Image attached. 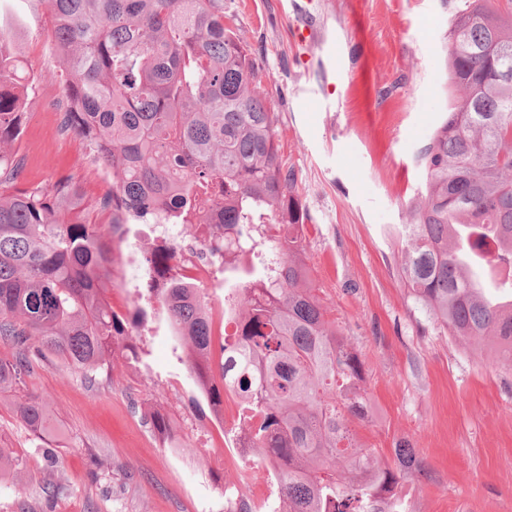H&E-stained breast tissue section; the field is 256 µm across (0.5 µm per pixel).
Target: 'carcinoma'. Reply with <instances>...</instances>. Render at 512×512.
Wrapping results in <instances>:
<instances>
[{"mask_svg":"<svg viewBox=\"0 0 512 512\" xmlns=\"http://www.w3.org/2000/svg\"><path fill=\"white\" fill-rule=\"evenodd\" d=\"M65 65L64 126L112 170L99 209L111 224L198 229L199 253L224 272V392L239 402L235 447L271 469L276 512H400L402 481L424 467L411 442L392 461L359 442L371 417L366 370L326 319L304 259L308 214L284 167L250 48L224 24V0H43ZM512 60V18L468 0L449 25L448 107L417 161L424 190L401 225V278L461 344L487 345L512 371V82L492 79L489 44ZM33 82L0 31V147L20 135ZM468 109L467 116L460 110ZM22 164L0 150V391L52 360L86 371L130 342L132 320L106 301L110 250L88 217L78 181L18 187ZM173 252L146 258L161 274ZM164 309L209 386L212 322L195 283L168 282ZM34 432L44 406L17 404Z\"/></svg>","mask_w":512,"mask_h":512,"instance_id":"cac0c4a2","label":"carcinoma"}]
</instances>
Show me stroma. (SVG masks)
I'll return each instance as SVG.
<instances>
[{
  "label": "stroma",
  "mask_w": 512,
  "mask_h": 512,
  "mask_svg": "<svg viewBox=\"0 0 512 512\" xmlns=\"http://www.w3.org/2000/svg\"><path fill=\"white\" fill-rule=\"evenodd\" d=\"M465 0H308L313 37H298L293 0H224L226 23L253 51L285 168L309 221L306 261L328 320L367 368L374 419L361 442L391 459L400 438L426 469L403 483V512H512V372L484 346L464 347L410 297L400 275V224L424 186L416 156L449 102L448 26ZM43 0H0V30L36 79L18 141L21 183L75 177L87 201L112 176L75 133H61L45 98H62V64ZM130 221L110 238L107 299L131 317L144 286L139 261L161 243ZM133 342L92 376L40 365L0 393V512H224L225 491L275 497L266 468L233 447L239 405L212 409L184 362L161 300ZM39 401L49 425L32 432L17 396ZM167 417L169 436L151 417ZM54 449L53 461L42 452Z\"/></svg>",
  "instance_id": "35a3bbf8"
}]
</instances>
